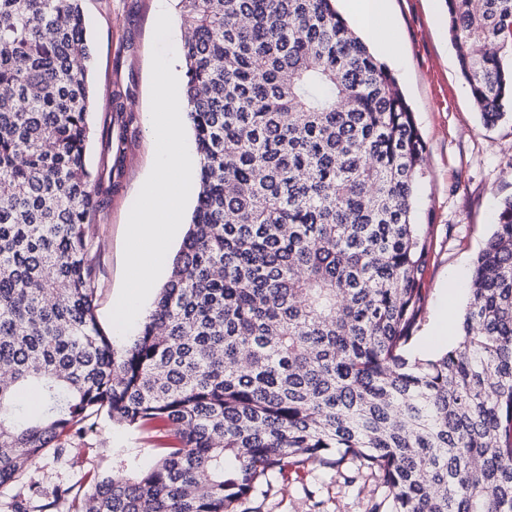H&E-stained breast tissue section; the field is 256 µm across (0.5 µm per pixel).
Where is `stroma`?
Listing matches in <instances>:
<instances>
[{
  "mask_svg": "<svg viewBox=\"0 0 512 512\" xmlns=\"http://www.w3.org/2000/svg\"><path fill=\"white\" fill-rule=\"evenodd\" d=\"M96 90L88 150L100 211L88 227L96 314L107 334L122 285L129 212L155 158L145 113L150 108L156 0H83ZM445 0H391L397 48L390 70L425 143L426 176L416 191V214L427 225L430 252L421 279L422 311L412 338L414 356L428 358L455 346L440 336L445 319L461 321L474 259L493 231L501 201L512 196V110L485 125L458 69L449 39ZM145 434L100 420L96 430L73 437L62 452H48L24 480L0 487V512L37 491L39 501L57 489L79 486L87 473L126 475L155 461ZM386 489L354 464L288 469L271 486L246 499L240 512H370Z\"/></svg>",
  "mask_w": 512,
  "mask_h": 512,
  "instance_id": "35a3bbf8",
  "label": "stroma"
}]
</instances>
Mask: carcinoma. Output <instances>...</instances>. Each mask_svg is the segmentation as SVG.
<instances>
[{
  "mask_svg": "<svg viewBox=\"0 0 512 512\" xmlns=\"http://www.w3.org/2000/svg\"><path fill=\"white\" fill-rule=\"evenodd\" d=\"M81 2L0 0V486L103 417L163 442L145 471L63 490L67 512H238L290 466L348 461L391 512H512V196L457 345L412 356L424 141L394 76L336 0H177L199 189L153 309L117 347L88 262ZM446 2L492 125L512 105V0ZM27 393L40 410L18 420Z\"/></svg>",
  "mask_w": 512,
  "mask_h": 512,
  "instance_id": "carcinoma-1",
  "label": "carcinoma"
}]
</instances>
